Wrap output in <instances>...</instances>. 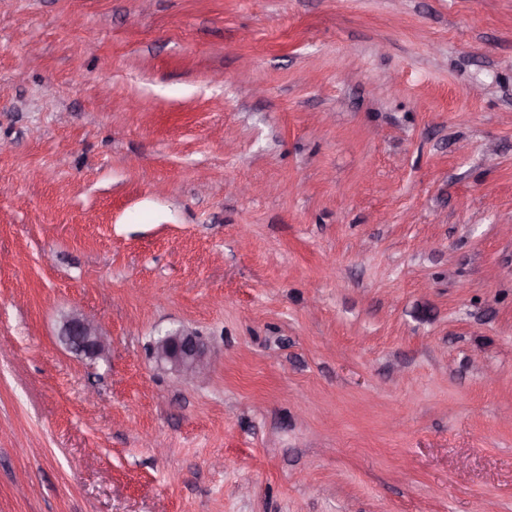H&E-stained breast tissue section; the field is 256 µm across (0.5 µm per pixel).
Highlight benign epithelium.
I'll use <instances>...</instances> for the list:
<instances>
[{"instance_id":"benign-epithelium-1","label":"benign epithelium","mask_w":512,"mask_h":512,"mask_svg":"<svg viewBox=\"0 0 512 512\" xmlns=\"http://www.w3.org/2000/svg\"><path fill=\"white\" fill-rule=\"evenodd\" d=\"M60 340L69 349L88 356H97L107 349V338L101 326L91 317L75 313L64 318ZM152 354L170 365L184 379L204 375L208 367V346L189 331L179 329L154 339Z\"/></svg>"}]
</instances>
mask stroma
I'll return each instance as SVG.
<instances>
[{"label": "stroma", "mask_w": 512, "mask_h": 512, "mask_svg": "<svg viewBox=\"0 0 512 512\" xmlns=\"http://www.w3.org/2000/svg\"><path fill=\"white\" fill-rule=\"evenodd\" d=\"M0 142V512H512V0H0ZM60 340L69 349L88 356H97L107 349V338L101 326L81 313L64 318ZM152 354L184 379L204 375L208 367V346L189 331L179 329L154 339Z\"/></svg>", "instance_id": "1"}]
</instances>
